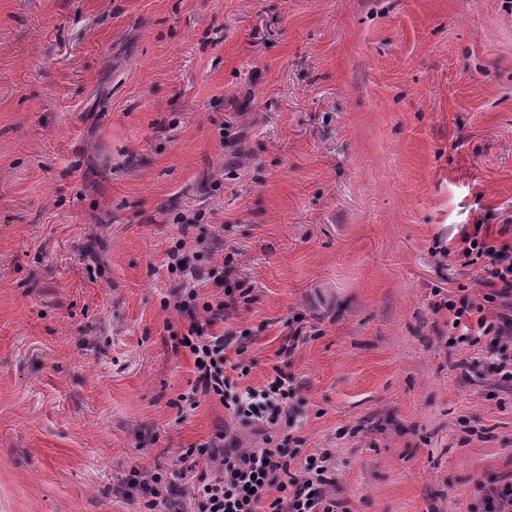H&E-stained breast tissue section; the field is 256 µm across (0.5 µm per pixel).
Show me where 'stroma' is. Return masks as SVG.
I'll return each instance as SVG.
<instances>
[{
	"label": "stroma",
	"instance_id": "obj_1",
	"mask_svg": "<svg viewBox=\"0 0 512 512\" xmlns=\"http://www.w3.org/2000/svg\"><path fill=\"white\" fill-rule=\"evenodd\" d=\"M509 220L504 0H0V512H137L131 468L261 445L177 407L179 243L251 286L212 331L244 385L294 377L348 512H483L512 391L450 344L438 302L477 273L433 248Z\"/></svg>",
	"mask_w": 512,
	"mask_h": 512
}]
</instances>
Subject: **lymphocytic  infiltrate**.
Here are the masks:
<instances>
[{"label":"lymphocytic infiltrate","instance_id":"f902f5d3","mask_svg":"<svg viewBox=\"0 0 512 512\" xmlns=\"http://www.w3.org/2000/svg\"><path fill=\"white\" fill-rule=\"evenodd\" d=\"M461 252L466 265L478 269L479 285L497 286L498 296L512 297V244H488L480 234L464 236ZM179 254H171L169 270L182 273L180 288L172 291L164 308L187 322V349L193 357L195 381L179 400L197 408L201 399L218 400L242 429L260 433L259 448L242 446L239 438L219 431L205 442L183 449L177 469L160 473L131 469L128 483L137 489L144 512H347L331 492L335 483L336 451L332 448L308 456L283 447L282 432L295 428L300 415L292 378L275 373L259 390H234L237 378L247 377L245 345L232 335H217L211 328L225 310L248 302L250 288L243 283L225 287L224 297L202 301L201 288L208 275L181 267ZM457 345L481 346L477 363L500 383H512V315L488 320L472 295L443 300ZM236 361H229L227 348Z\"/></svg>","mask_w":512,"mask_h":512}]
</instances>
